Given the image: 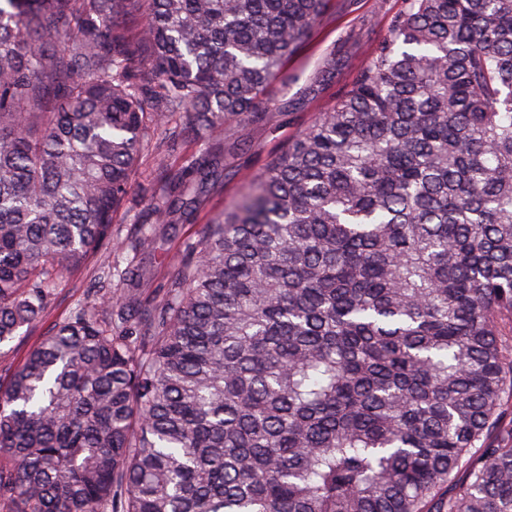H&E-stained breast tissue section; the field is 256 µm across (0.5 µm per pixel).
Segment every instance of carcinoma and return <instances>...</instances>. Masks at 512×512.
<instances>
[{"label": "carcinoma", "mask_w": 512, "mask_h": 512, "mask_svg": "<svg viewBox=\"0 0 512 512\" xmlns=\"http://www.w3.org/2000/svg\"><path fill=\"white\" fill-rule=\"evenodd\" d=\"M1 1L0 346L101 251L126 288L0 384V505L512 512V0H403L159 301L133 258L226 170L167 158L295 109L265 94L331 0ZM157 157L155 154H145L139 160V175L133 182V189L136 193L148 197L154 188L153 174L156 168Z\"/></svg>", "instance_id": "obj_1"}]
</instances>
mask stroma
Listing matches in <instances>:
<instances>
[{"label": "stroma", "instance_id": "obj_1", "mask_svg": "<svg viewBox=\"0 0 512 512\" xmlns=\"http://www.w3.org/2000/svg\"><path fill=\"white\" fill-rule=\"evenodd\" d=\"M400 4L401 0H355L349 5L345 0H338L305 39L299 53L287 63L282 77L268 89V99L291 98L297 100V108L268 122L225 125L222 139L225 148L233 150L234 157L226 170L224 185L207 193L193 215L178 220L173 229L157 238L152 249L138 257V265L148 271L141 284L147 294L162 298L172 271L171 263L181 254L185 241L196 236L200 225L206 223L211 214L233 204L283 144L309 125L317 113L331 107L333 96L313 100L303 97L304 85L313 77L325 55L332 50L342 53L345 66L339 82L349 83L367 61L372 40L386 33L389 18ZM110 260L109 253L101 252L73 270L59 284L43 319L24 336L0 347L1 377L7 376L53 324L64 319L83 299L95 286L101 267Z\"/></svg>", "mask_w": 512, "mask_h": 512}]
</instances>
